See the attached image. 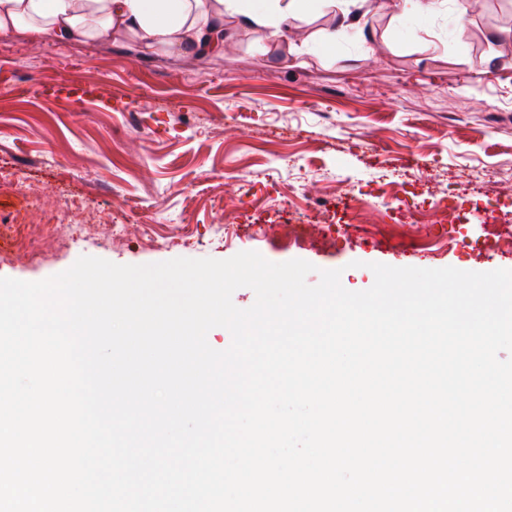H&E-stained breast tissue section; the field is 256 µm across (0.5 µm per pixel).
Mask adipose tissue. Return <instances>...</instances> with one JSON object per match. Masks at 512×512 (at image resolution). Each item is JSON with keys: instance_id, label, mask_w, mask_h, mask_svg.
<instances>
[{"instance_id": "adipose-tissue-1", "label": "adipose tissue", "mask_w": 512, "mask_h": 512, "mask_svg": "<svg viewBox=\"0 0 512 512\" xmlns=\"http://www.w3.org/2000/svg\"><path fill=\"white\" fill-rule=\"evenodd\" d=\"M336 14V26L351 27L341 0H0V30L59 40L104 38L112 32L133 33L148 47L200 54L223 51L217 40L225 14L291 30L304 6Z\"/></svg>"}]
</instances>
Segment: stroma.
<instances>
[{
	"instance_id": "35a3bbf8",
	"label": "stroma",
	"mask_w": 512,
	"mask_h": 512,
	"mask_svg": "<svg viewBox=\"0 0 512 512\" xmlns=\"http://www.w3.org/2000/svg\"><path fill=\"white\" fill-rule=\"evenodd\" d=\"M382 0H349L354 25L332 45L331 15L308 12L306 40L224 17L223 54L187 58L129 33L31 40L0 31V277L39 281L82 256L119 265L227 259L256 251L341 270L370 288V263L487 272L512 253L482 244L406 246L431 225L392 226L375 244L283 248L299 217L339 231L390 224L342 194L404 186L407 207L491 204L512 221V0H462L430 19L396 16ZM62 81L108 85L109 99L66 107L39 89ZM233 224L225 238L223 225Z\"/></svg>"
}]
</instances>
